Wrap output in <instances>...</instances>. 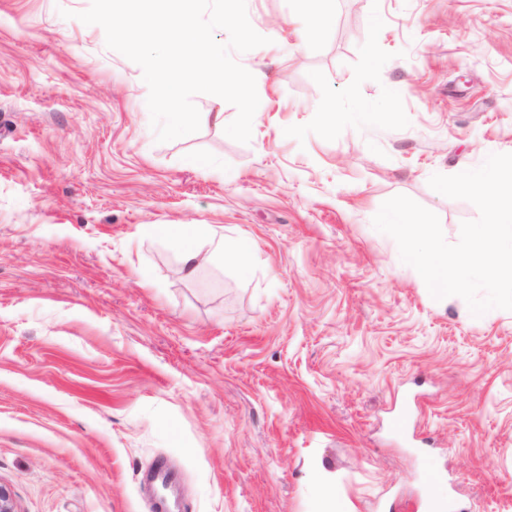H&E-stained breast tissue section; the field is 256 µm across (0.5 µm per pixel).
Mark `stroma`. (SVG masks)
<instances>
[{
  "label": "stroma",
  "mask_w": 512,
  "mask_h": 512,
  "mask_svg": "<svg viewBox=\"0 0 512 512\" xmlns=\"http://www.w3.org/2000/svg\"><path fill=\"white\" fill-rule=\"evenodd\" d=\"M0 0V485L15 512H512V311L435 300L372 220L512 153V0H246L249 143L160 142L141 68ZM203 157L208 167L195 165ZM252 248L186 276L147 225Z\"/></svg>",
  "instance_id": "1"
}]
</instances>
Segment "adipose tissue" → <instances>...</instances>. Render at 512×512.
I'll return each mask as SVG.
<instances>
[{
    "label": "adipose tissue",
    "mask_w": 512,
    "mask_h": 512,
    "mask_svg": "<svg viewBox=\"0 0 512 512\" xmlns=\"http://www.w3.org/2000/svg\"><path fill=\"white\" fill-rule=\"evenodd\" d=\"M163 233L174 244L186 273H194L204 262L219 254L229 256L240 268L249 266L250 248L245 242L230 240L223 235H213L208 241H201L192 224H174L165 227Z\"/></svg>",
    "instance_id": "adipose-tissue-1"
}]
</instances>
